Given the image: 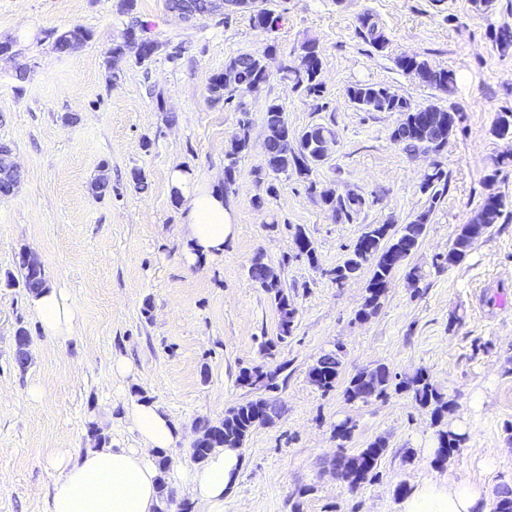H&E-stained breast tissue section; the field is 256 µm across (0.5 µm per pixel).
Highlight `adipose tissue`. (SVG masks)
Listing matches in <instances>:
<instances>
[{
  "label": "adipose tissue",
  "instance_id": "1",
  "mask_svg": "<svg viewBox=\"0 0 512 512\" xmlns=\"http://www.w3.org/2000/svg\"><path fill=\"white\" fill-rule=\"evenodd\" d=\"M170 192L185 214L189 261L223 253L234 230L233 213L214 182L193 179L174 170ZM46 335L64 337L76 328L75 313L60 291L49 287L32 299ZM141 440L137 448L107 445L63 449L50 459L59 476L46 512H155L162 471L159 460L182 436L180 427L158 402L129 396L123 405ZM242 468L238 450L218 448L207 461L182 470L198 512H224V497L234 490ZM399 512H489L484 486L465 476L433 473L411 490Z\"/></svg>",
  "mask_w": 512,
  "mask_h": 512
}]
</instances>
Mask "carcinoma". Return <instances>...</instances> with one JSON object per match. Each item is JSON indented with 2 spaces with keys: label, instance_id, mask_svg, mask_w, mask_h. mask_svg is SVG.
<instances>
[{
  "label": "carcinoma",
  "instance_id": "cac0c4a2",
  "mask_svg": "<svg viewBox=\"0 0 512 512\" xmlns=\"http://www.w3.org/2000/svg\"><path fill=\"white\" fill-rule=\"evenodd\" d=\"M271 0H260L256 14L250 16V22L256 29L270 31L273 29L276 17L273 9L269 8ZM119 10L128 16V25L138 28H150L148 22L135 14L136 0H120ZM357 33L359 37L375 51L386 49L389 39L377 17L370 12H363L357 17ZM65 38L86 43L94 38V33L82 25H74L64 31ZM496 50L503 56L512 55V26L502 25L491 33ZM238 63V84L229 90L224 87V74L211 77L207 85L208 99L213 104H236V109L242 113L238 131L230 140L226 151L224 165V186L233 184L238 159L241 154L251 148L250 108L245 98L252 86L267 79L263 64L250 53H240L229 59ZM397 68L420 82L448 95H453L457 88V76L448 69H438L430 66L428 61L420 56L403 55L395 60ZM322 59L318 50L311 51V57L300 67L287 63L281 70V78L292 85V88L307 97L318 101L316 110L322 111L325 104L324 83L321 79ZM349 99L365 112H398L401 119L391 132L392 141L401 146L402 150L412 156L424 149L421 132L425 129L424 121L429 119L434 124L429 131L433 140L448 142V135L456 130L462 121V113L450 105L443 107L435 104L421 106L412 103L405 97L394 99L386 94V87L381 84H353L347 87ZM265 138L264 166L255 169V176H278L282 173H294L300 177H309L313 170L323 164L320 160V144L324 136L335 134L327 124L315 123L302 130V140L294 150H286L280 140L277 127L288 126L284 107L275 100H267L262 106ZM512 135V109L497 114L492 126V134L501 137ZM421 189L428 194L429 206L418 213L399 229L393 225L370 224L365 231L350 246L345 260L332 270V280L338 285L357 278L361 270L371 266V277L366 286L367 296L358 316L367 317L380 306V299L390 284V279L397 269L419 247L426 232L431 213L435 204L448 189V172L438 164L424 174ZM307 191L317 197L319 203L331 211L340 220L350 222L366 205V199L359 193L347 191L338 193L333 189L321 188L316 181L308 182ZM505 202L500 196H487L474 210L469 221L457 229L444 263L456 264L461 261L473 243L482 237L489 228L498 223L503 215ZM295 243L298 254L306 257L312 265L318 263L315 248L305 231L298 227L295 232ZM269 265L262 255L252 259L249 276L267 292L273 294L279 312V332L285 337L292 334L295 326L297 309L289 298L282 283H274L267 279ZM21 285L29 295L39 293L48 286L43 268L32 269L25 262H19ZM341 360L339 353L329 351L322 354L309 369V380L318 390L326 393L336 387L340 374ZM278 374L266 372L260 366L244 369L239 374V382L243 386L262 387L266 390L278 388ZM404 390L412 394L415 402L431 410L436 418L448 410L450 401L432 383L428 373L416 372L413 376L397 380L385 364L363 370L348 381L344 396L349 402L365 403L374 398L387 394L390 387ZM280 406L269 397L260 396L231 408L224 418L219 421H204L196 425L197 437L191 448V458L201 464L206 461L212 450L218 446L224 448L242 449L257 424L273 422L279 416ZM436 461L440 464L447 461L448 456L460 447L462 438L452 431L438 433ZM387 449L384 439L378 438L354 454L341 452L332 460V465L342 469L348 484L360 486L377 477V466ZM189 512L185 502L175 501L166 481L159 485V503L156 512ZM493 512H512V488L504 486L498 492L493 506Z\"/></svg>",
  "mask_w": 512,
  "mask_h": 512
}]
</instances>
